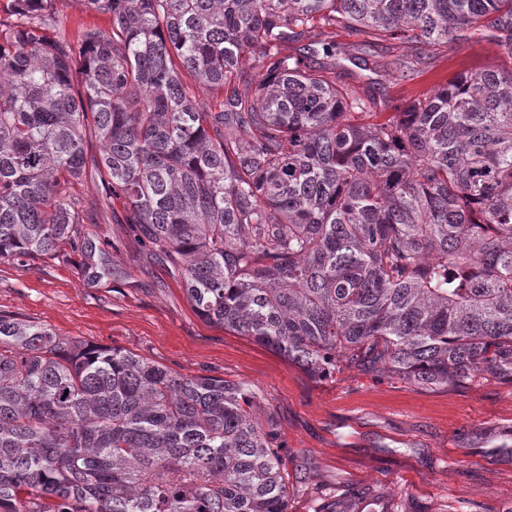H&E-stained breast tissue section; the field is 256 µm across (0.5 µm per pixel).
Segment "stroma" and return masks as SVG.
I'll return each mask as SVG.
<instances>
[{"instance_id":"stroma-1","label":"stroma","mask_w":512,"mask_h":512,"mask_svg":"<svg viewBox=\"0 0 512 512\" xmlns=\"http://www.w3.org/2000/svg\"><path fill=\"white\" fill-rule=\"evenodd\" d=\"M347 81L371 91L378 109L419 98L460 72L512 67V56L485 40L447 47L389 70L394 49L329 29ZM73 195L95 203L86 230L108 245L118 274L86 284L81 253L63 260H0V314L94 346L118 347L183 376L249 385L262 418L276 425L288 474L289 512H512V463L475 439L512 425V384L475 377L461 385L422 386L382 366L354 364L324 377L253 339L204 322L179 279L116 223L122 200H103L86 179Z\"/></svg>"}]
</instances>
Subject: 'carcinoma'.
I'll use <instances>...</instances> for the list:
<instances>
[{"label":"carcinoma","instance_id":"cac0c4a2","mask_svg":"<svg viewBox=\"0 0 512 512\" xmlns=\"http://www.w3.org/2000/svg\"><path fill=\"white\" fill-rule=\"evenodd\" d=\"M84 2L111 30L77 49L57 0L0 3V260L111 279L68 191L92 172L198 316L310 374L512 383V69L379 120L284 52L345 28L512 56V0ZM486 446L512 458V426ZM0 512H288V477L246 384L0 315Z\"/></svg>","mask_w":512,"mask_h":512}]
</instances>
